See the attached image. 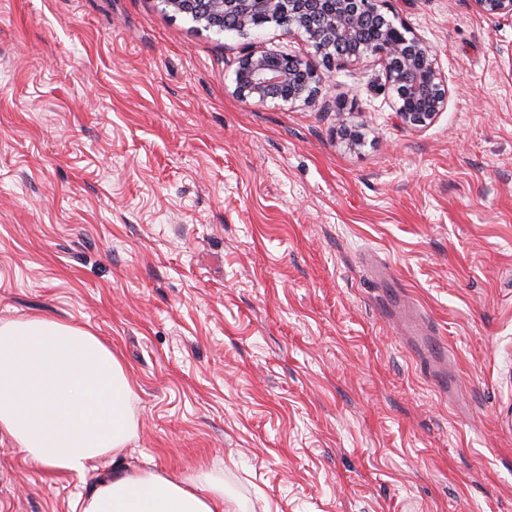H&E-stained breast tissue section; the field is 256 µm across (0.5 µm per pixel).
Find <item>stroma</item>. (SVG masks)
Wrapping results in <instances>:
<instances>
[{
  "instance_id": "obj_1",
  "label": "stroma",
  "mask_w": 512,
  "mask_h": 512,
  "mask_svg": "<svg viewBox=\"0 0 512 512\" xmlns=\"http://www.w3.org/2000/svg\"><path fill=\"white\" fill-rule=\"evenodd\" d=\"M448 103L396 124L373 57L314 103L242 99L269 22L161 0H0V320L93 331L137 437L84 475L0 435V512H73L113 473L224 479L244 512H512V18L386 0ZM365 142L336 135V112ZM415 305L448 354L396 317Z\"/></svg>"
}]
</instances>
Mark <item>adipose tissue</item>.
<instances>
[{"label": "adipose tissue", "mask_w": 512, "mask_h": 512, "mask_svg": "<svg viewBox=\"0 0 512 512\" xmlns=\"http://www.w3.org/2000/svg\"><path fill=\"white\" fill-rule=\"evenodd\" d=\"M134 390L92 332L45 317L0 321V433L59 473L119 453L137 436ZM83 512H236L221 478L128 471L99 481Z\"/></svg>", "instance_id": "1"}]
</instances>
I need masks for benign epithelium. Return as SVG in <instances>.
<instances>
[{
  "instance_id": "obj_1",
  "label": "benign epithelium",
  "mask_w": 512,
  "mask_h": 512,
  "mask_svg": "<svg viewBox=\"0 0 512 512\" xmlns=\"http://www.w3.org/2000/svg\"><path fill=\"white\" fill-rule=\"evenodd\" d=\"M190 21L210 28L215 15L232 21L245 34L257 18L287 23L285 35L302 33L312 56L254 49L238 61L235 93L243 99L309 102L322 82L319 65L330 70L338 62L373 56L397 94L393 105L398 123L419 128L432 122L447 106L448 86L436 54L406 24L395 25L382 13L383 0H162ZM488 17H512V0H473ZM340 135L350 147L363 143L359 130L336 109Z\"/></svg>"
}]
</instances>
